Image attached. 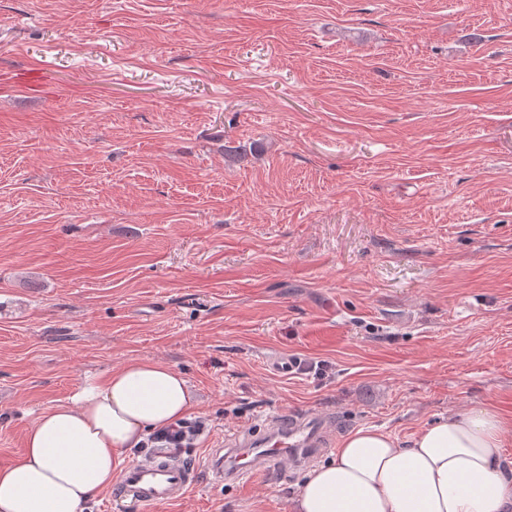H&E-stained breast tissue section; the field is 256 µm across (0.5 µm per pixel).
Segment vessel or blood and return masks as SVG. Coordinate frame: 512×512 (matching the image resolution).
Instances as JSON below:
<instances>
[{"label": "vessel or blood", "instance_id": "vessel-or-blood-1", "mask_svg": "<svg viewBox=\"0 0 512 512\" xmlns=\"http://www.w3.org/2000/svg\"><path fill=\"white\" fill-rule=\"evenodd\" d=\"M333 432V423L324 417H277L268 421L263 434L241 432L228 439L224 447L213 449L203 471L168 455L125 466L113 489V498L131 501L142 512H153L194 488L203 478L217 486L243 484L253 474L284 461L293 467L309 463L326 450Z\"/></svg>", "mask_w": 512, "mask_h": 512}]
</instances>
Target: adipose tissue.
<instances>
[{"instance_id":"obj_1","label":"adipose tissue","mask_w":512,"mask_h":512,"mask_svg":"<svg viewBox=\"0 0 512 512\" xmlns=\"http://www.w3.org/2000/svg\"><path fill=\"white\" fill-rule=\"evenodd\" d=\"M195 405L173 367L126 361L73 404L37 418L20 458L0 467V512H84L131 449ZM510 428L480 407L441 417L404 448L387 433L358 429L308 474L292 512H512V462L503 455Z\"/></svg>"}]
</instances>
